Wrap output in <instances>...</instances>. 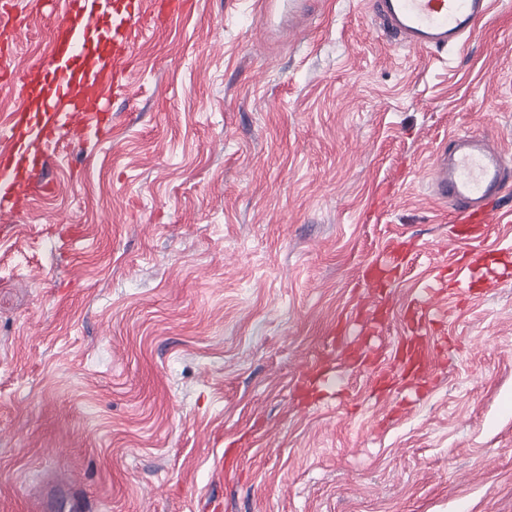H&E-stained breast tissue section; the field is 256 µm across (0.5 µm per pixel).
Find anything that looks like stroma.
I'll list each match as a JSON object with an SVG mask.
<instances>
[{
    "label": "stroma",
    "instance_id": "35a3bbf8",
    "mask_svg": "<svg viewBox=\"0 0 512 512\" xmlns=\"http://www.w3.org/2000/svg\"><path fill=\"white\" fill-rule=\"evenodd\" d=\"M58 21L0 0V65ZM110 108L0 220V512H512V181L456 280L474 242L428 187L449 133L512 159V0L427 55L367 0H192ZM394 242L395 310L360 335ZM431 282L446 347L411 383Z\"/></svg>",
    "mask_w": 512,
    "mask_h": 512
}]
</instances>
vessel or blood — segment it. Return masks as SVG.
<instances>
[{
    "instance_id": "b4317fda",
    "label": "vessel or blood",
    "mask_w": 512,
    "mask_h": 512,
    "mask_svg": "<svg viewBox=\"0 0 512 512\" xmlns=\"http://www.w3.org/2000/svg\"><path fill=\"white\" fill-rule=\"evenodd\" d=\"M68 11L51 33L48 52L37 65L15 74L20 100L8 116L10 143L0 149V214L14 217L34 196L33 171L60 133L80 139L87 130L108 136L110 120L102 106L111 79L134 59V31L148 19L136 0H66ZM493 0H373L375 15L406 47L444 51L467 41L490 13ZM432 194L451 204L458 224H490L492 203L508 179L502 153L479 135L449 134L431 162Z\"/></svg>"
}]
</instances>
